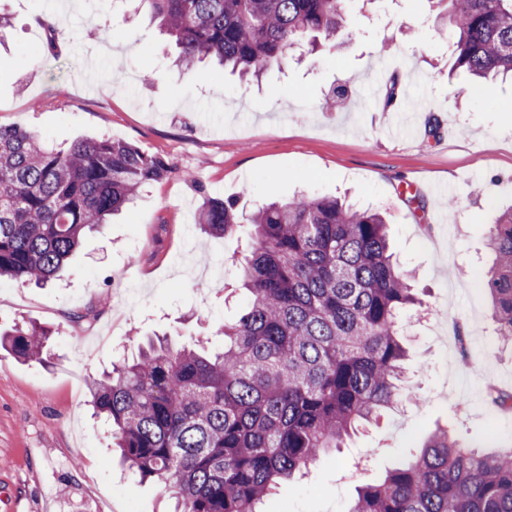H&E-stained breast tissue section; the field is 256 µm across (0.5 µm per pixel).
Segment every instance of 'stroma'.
<instances>
[{
    "label": "stroma",
    "mask_w": 512,
    "mask_h": 512,
    "mask_svg": "<svg viewBox=\"0 0 512 512\" xmlns=\"http://www.w3.org/2000/svg\"><path fill=\"white\" fill-rule=\"evenodd\" d=\"M0 125L57 146L111 138L172 170L135 206L84 237L44 287L0 279V329L52 330L44 361L0 349V512H169L163 484L140 480L92 418L90 384L137 341L210 350L242 313L249 226L215 237L205 197L243 214L300 192L381 211L399 269L422 300L406 310L408 357L396 409L281 483L261 512H347L358 487L411 459L438 425L474 448L512 446V412L486 393L512 390V349L496 333L476 273L493 262L489 227L512 207V80L479 94L441 30L437 0H352L334 47L246 81L220 67H172L174 44L123 0H0ZM425 100L414 136L382 108L392 76ZM344 89V110L323 102ZM439 139L424 137L431 116ZM414 184L417 203L401 196ZM470 337L461 361L452 325Z\"/></svg>",
    "instance_id": "1"
}]
</instances>
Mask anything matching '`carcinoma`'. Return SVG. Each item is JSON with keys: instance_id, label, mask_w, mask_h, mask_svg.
Here are the masks:
<instances>
[{"instance_id": "obj_1", "label": "carcinoma", "mask_w": 512, "mask_h": 512, "mask_svg": "<svg viewBox=\"0 0 512 512\" xmlns=\"http://www.w3.org/2000/svg\"><path fill=\"white\" fill-rule=\"evenodd\" d=\"M175 43L187 72L209 61L242 76L286 66L312 37L332 45L346 0H138ZM454 65L473 85L512 77V0H445ZM169 174L156 155L112 139L67 148L0 126V277L45 283L84 235L132 207ZM247 222L246 311L221 350L150 345L93 382L94 414L123 460L163 483L173 512H256L282 480L339 448L401 399L407 348L400 311L420 304L393 262L384 217L336 198L299 195L243 218L222 198L199 224L223 237ZM495 256L479 277L498 335L512 343V208L491 225ZM52 331L30 324L0 338L43 359ZM348 512H512V448H468L439 427L407 465L357 491Z\"/></svg>"}]
</instances>
